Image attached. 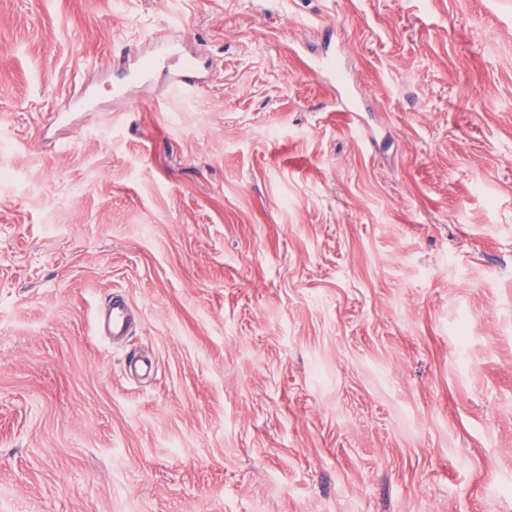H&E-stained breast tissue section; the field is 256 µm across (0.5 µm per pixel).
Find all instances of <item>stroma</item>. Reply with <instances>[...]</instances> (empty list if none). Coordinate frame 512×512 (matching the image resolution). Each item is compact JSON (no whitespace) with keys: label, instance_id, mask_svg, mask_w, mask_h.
<instances>
[{"label":"stroma","instance_id":"obj_1","mask_svg":"<svg viewBox=\"0 0 512 512\" xmlns=\"http://www.w3.org/2000/svg\"><path fill=\"white\" fill-rule=\"evenodd\" d=\"M0 162V512H512V0H0ZM102 322L106 326V330L103 333L108 336L122 337L130 334L134 322V314L125 297L119 294H112L101 312L99 325Z\"/></svg>","mask_w":512,"mask_h":512}]
</instances>
